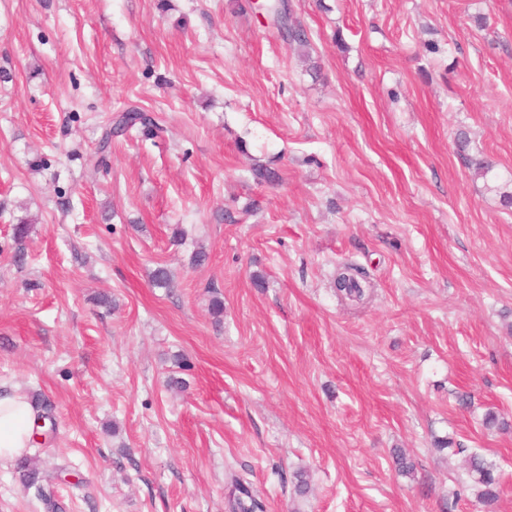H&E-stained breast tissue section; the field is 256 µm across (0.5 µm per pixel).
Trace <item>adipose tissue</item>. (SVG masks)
Masks as SVG:
<instances>
[{"mask_svg":"<svg viewBox=\"0 0 512 512\" xmlns=\"http://www.w3.org/2000/svg\"><path fill=\"white\" fill-rule=\"evenodd\" d=\"M34 407L27 395L0 393V461L21 458L29 446Z\"/></svg>","mask_w":512,"mask_h":512,"instance_id":"obj_1","label":"adipose tissue"}]
</instances>
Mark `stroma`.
Returning <instances> with one entry per match:
<instances>
[{
    "label": "stroma",
    "mask_w": 512,
    "mask_h": 512,
    "mask_svg": "<svg viewBox=\"0 0 512 512\" xmlns=\"http://www.w3.org/2000/svg\"><path fill=\"white\" fill-rule=\"evenodd\" d=\"M252 2L0 0V384L51 406L46 491L232 512L238 475L266 512H512V208L455 145L512 174V0H289L306 53ZM130 107L155 134L97 164ZM50 507L0 464V512ZM135 127L140 128L147 135H153L158 125L152 115L141 109L131 108L120 112L113 117V125L105 132L102 138L101 152L108 147L112 134L124 133ZM364 274L362 269L356 266L347 267L344 272L336 277V289L349 297H361L362 286L358 277L362 278ZM470 469L476 484L480 487L479 498L484 503H493L498 497V479L493 469L478 456L471 458Z\"/></svg>",
    "instance_id": "35a3bbf8"
}]
</instances>
